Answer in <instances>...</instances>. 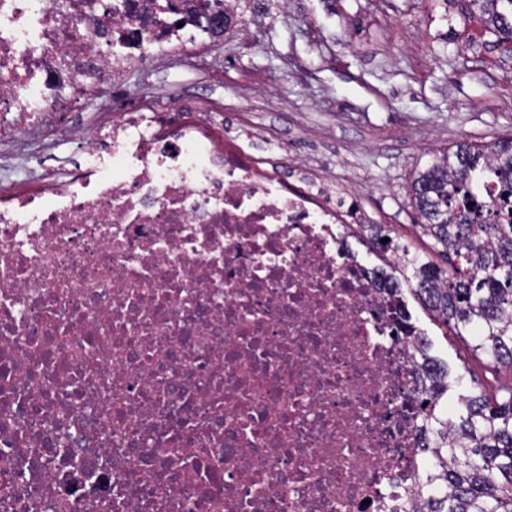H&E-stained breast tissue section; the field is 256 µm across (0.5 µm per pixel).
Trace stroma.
Segmentation results:
<instances>
[{"label": "stroma", "mask_w": 512, "mask_h": 512, "mask_svg": "<svg viewBox=\"0 0 512 512\" xmlns=\"http://www.w3.org/2000/svg\"><path fill=\"white\" fill-rule=\"evenodd\" d=\"M462 0H239L222 68L190 66L127 74L147 105L207 95L224 109V133L251 140L262 165L304 160L357 195L366 224H385L427 253L407 192L436 154L512 134V52L491 48ZM433 355L463 385L488 383L485 360L416 294L408 296Z\"/></svg>", "instance_id": "obj_1"}]
</instances>
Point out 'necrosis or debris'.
I'll use <instances>...</instances> for the list:
<instances>
[{
    "instance_id": "1",
    "label": "necrosis or debris",
    "mask_w": 512,
    "mask_h": 512,
    "mask_svg": "<svg viewBox=\"0 0 512 512\" xmlns=\"http://www.w3.org/2000/svg\"><path fill=\"white\" fill-rule=\"evenodd\" d=\"M234 6L0 0V512L407 508L420 328L356 201L261 171L210 102L119 95Z\"/></svg>"
}]
</instances>
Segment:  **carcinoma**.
<instances>
[{"instance_id": "carcinoma-1", "label": "carcinoma", "mask_w": 512, "mask_h": 512, "mask_svg": "<svg viewBox=\"0 0 512 512\" xmlns=\"http://www.w3.org/2000/svg\"><path fill=\"white\" fill-rule=\"evenodd\" d=\"M497 43L512 39V0H463ZM411 193L430 238L420 254L382 224H362L371 245L391 253L413 291L456 334L473 335V352L505 378L460 397L458 416L442 413L448 365L415 337L432 369L420 401L431 463L420 475L410 512H512V138L484 147L463 143L419 172ZM387 242H382V239Z\"/></svg>"}]
</instances>
